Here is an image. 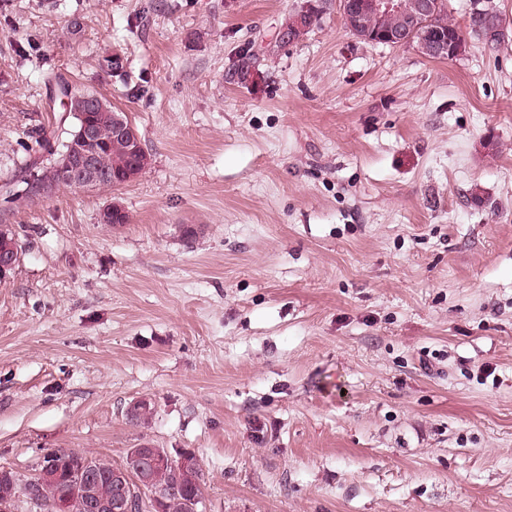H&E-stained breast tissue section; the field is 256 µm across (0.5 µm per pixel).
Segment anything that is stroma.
Segmentation results:
<instances>
[{"label": "stroma", "mask_w": 512, "mask_h": 512, "mask_svg": "<svg viewBox=\"0 0 512 512\" xmlns=\"http://www.w3.org/2000/svg\"><path fill=\"white\" fill-rule=\"evenodd\" d=\"M494 2L505 42L444 60L351 35L336 0L293 42L306 0H0V225L22 247L0 283V468L147 445L197 454L202 512H512ZM57 74L126 112L149 165L19 208L3 186Z\"/></svg>", "instance_id": "stroma-1"}]
</instances>
